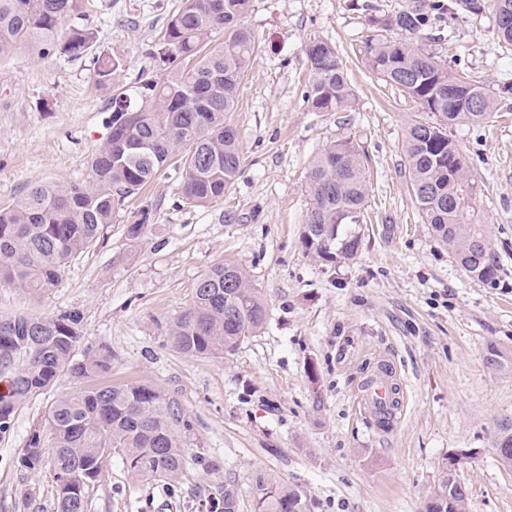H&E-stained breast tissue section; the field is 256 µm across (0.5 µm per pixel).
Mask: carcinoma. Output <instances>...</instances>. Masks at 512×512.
Here are the masks:
<instances>
[{
	"instance_id": "obj_1",
	"label": "carcinoma",
	"mask_w": 512,
	"mask_h": 512,
	"mask_svg": "<svg viewBox=\"0 0 512 512\" xmlns=\"http://www.w3.org/2000/svg\"><path fill=\"white\" fill-rule=\"evenodd\" d=\"M84 0H0V55L29 45L47 56L63 24L81 13ZM250 0H181L160 33L155 51L166 76L147 81L133 109L126 98L112 99L105 143L92 155L82 183L32 186L0 209V284L42 293L56 287L68 261L99 244L116 211L151 183L159 172L181 171L183 198L206 206L224 199V190L243 170L236 129L227 120L257 46L242 24ZM492 8L501 39L512 44V0H429L414 2L390 17L372 18L365 43L370 69L399 88L427 115L409 126L403 144L409 191L424 223L457 258L466 275L497 284L499 260L483 225L466 208L470 188L467 161L448 129L479 123L495 109L496 95L483 82L448 69L433 50L418 45L432 20L446 14H477ZM224 43L207 48L217 31ZM396 32V36L389 32ZM95 33L73 27L63 50L79 56ZM304 52L311 72L306 99L315 112H342L354 91L335 48L311 39ZM312 202L300 236L304 250L330 264L357 257L355 225L362 223L367 198L364 163L350 138L334 142L314 157L308 171ZM267 305L237 263L217 262L198 279L190 306L168 326L172 348L193 357H226L257 333ZM84 339L81 315L68 311L42 318H0V435L11 432L19 403L48 391L68 371L90 378L112 368V354L76 351ZM192 423L173 398L153 384L91 385L56 398L44 427L22 448L21 461L34 469L45 457L55 483L56 512H87L103 463L121 455L139 481L175 480L185 462L182 437ZM500 463L512 468V426L496 439ZM459 460L443 468L426 512H464L468 492L457 477ZM254 512H314L303 490L259 474L252 486ZM215 512H238V492L224 486Z\"/></svg>"
}]
</instances>
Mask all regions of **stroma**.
Here are the masks:
<instances>
[{
  "label": "stroma",
  "instance_id": "35a3bbf8",
  "mask_svg": "<svg viewBox=\"0 0 512 512\" xmlns=\"http://www.w3.org/2000/svg\"><path fill=\"white\" fill-rule=\"evenodd\" d=\"M252 0L245 18L259 44L229 119L244 172L223 201L194 207L178 173L160 174L116 213L105 238L67 264L46 293L0 285V317L79 311L88 347L112 354L109 383L148 382L193 425L180 477L136 482L119 456L104 463L88 512H212L225 485L253 512L252 483L273 475L304 490L314 512H424L449 458H460L465 512H512V468L494 439L512 424V93L490 119L450 131L470 169V213L484 225L502 272L497 286L470 279L424 224L408 192L402 144L421 106L380 81L364 57L369 15L409 0ZM180 0H87L74 26L91 48L39 57L29 46L0 56V207L37 183H78L102 146L112 97L162 80L153 53ZM449 68L500 89L512 84V48L499 46L492 11L436 21ZM313 38L333 44L356 101L316 112L305 100ZM121 67L99 84V60ZM352 138L365 159L368 195L357 257L336 267L300 243L310 208L307 172L326 145ZM150 219L139 238L128 224ZM248 272L268 307L266 324L234 355L191 357L168 341L172 318L219 261ZM399 405L388 425L360 395L380 362ZM65 374L22 402L0 437V512H56L48 467L21 466L20 450L51 402L87 387Z\"/></svg>",
  "mask_w": 512,
  "mask_h": 512
}]
</instances>
